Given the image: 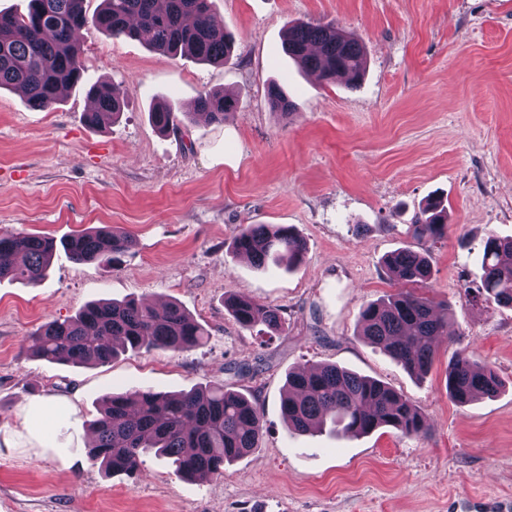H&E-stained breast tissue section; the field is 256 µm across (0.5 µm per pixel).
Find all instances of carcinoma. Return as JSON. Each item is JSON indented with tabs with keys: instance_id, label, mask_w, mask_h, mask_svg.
Returning a JSON list of instances; mask_svg holds the SVG:
<instances>
[{
	"instance_id": "obj_1",
	"label": "carcinoma",
	"mask_w": 512,
	"mask_h": 512,
	"mask_svg": "<svg viewBox=\"0 0 512 512\" xmlns=\"http://www.w3.org/2000/svg\"><path fill=\"white\" fill-rule=\"evenodd\" d=\"M85 0H28L27 11L0 12V88L24 95L30 105L47 108L59 90L80 81L82 61L76 31L93 27L114 38L145 33L150 44L169 57H192L220 64L233 43L231 33L215 19L211 0H101L87 15ZM288 56L324 81L342 78L357 84L366 69L358 39L330 25L297 22L287 29ZM94 109L83 115L89 127H99L123 109L120 92L110 83L91 87ZM271 109L287 117L294 105L279 87L268 89ZM238 100L221 91L206 92L190 116L222 123L237 110ZM161 132L180 119L158 105L151 112ZM440 204L429 203L423 217L411 225L416 239L444 238L448 225ZM128 237L108 226L90 228L60 240L51 237L0 233V280L37 285L58 251L76 262L112 265L126 251ZM233 252L263 267L279 261L298 266L306 242L288 225L249 224L233 239ZM384 266L402 285L426 283L432 274L429 259L410 248L395 250ZM478 295L512 306V239L487 237L483 246V276ZM225 305L243 328L258 324L274 336L283 332L275 308L251 300L229 298ZM207 331L176 303L157 309L134 300L88 304L64 321L44 324L29 336L33 355L54 363L107 364L127 350L181 352L203 343ZM360 335L383 349L410 374L422 378L431 368L436 338L452 335L448 313L409 290L368 304L360 315ZM495 372L459 351L448 361L449 397L458 403L476 401L497 391ZM282 414L288 429L299 433L330 427L334 433L359 436L391 427L407 437L431 429L428 417L406 396L385 383L334 364L288 371ZM89 460L109 474H132L140 458L154 451L171 459L178 475L205 478L224 473V464L260 448L263 424L255 397L224 385L194 388L170 395L150 389L108 393L92 423Z\"/></svg>"
}]
</instances>
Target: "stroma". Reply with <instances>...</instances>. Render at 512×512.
Returning <instances> with one entry per match:
<instances>
[{
    "instance_id": "obj_1",
    "label": "stroma",
    "mask_w": 512,
    "mask_h": 512,
    "mask_svg": "<svg viewBox=\"0 0 512 512\" xmlns=\"http://www.w3.org/2000/svg\"><path fill=\"white\" fill-rule=\"evenodd\" d=\"M235 43L221 64L169 58L143 37L80 30L83 80L46 109L0 90V231L57 239L110 225L132 244L112 266L55 257L35 286L0 281V512H470L512 501V306L477 295L488 235L512 238V0H212ZM358 37L362 83H327L284 51L290 24ZM108 82L126 105L99 128L82 120L88 88ZM295 105L270 109L269 84ZM207 91L239 100L221 124L159 132L161 101L192 111ZM442 198L448 234L413 238ZM247 224H287L305 240L292 270L256 269L232 252ZM426 254L425 296L447 307L419 379L359 334L368 303L398 283L383 264ZM238 295L278 308L282 335L241 328ZM177 301L209 332L195 349L128 352L105 365L33 357L27 337L102 300ZM493 369L497 394L460 405L446 370L456 350ZM333 363L403 393L427 436L383 427L359 437L290 432L289 369ZM221 383L254 395L261 447L223 475L177 477L144 455L134 475L106 476L87 457L89 423L108 392L178 393ZM60 399L41 438L21 424L31 399Z\"/></svg>"
}]
</instances>
